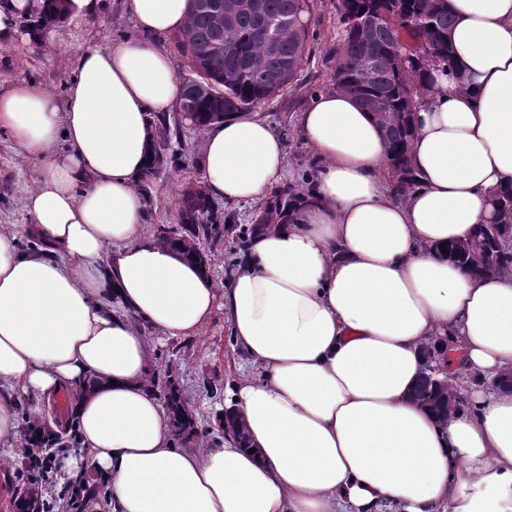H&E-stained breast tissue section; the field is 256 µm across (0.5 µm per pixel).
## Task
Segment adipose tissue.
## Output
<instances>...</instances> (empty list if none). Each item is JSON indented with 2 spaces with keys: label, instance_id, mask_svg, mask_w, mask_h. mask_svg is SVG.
I'll use <instances>...</instances> for the list:
<instances>
[{
  "label": "adipose tissue",
  "instance_id": "ef3b65f1",
  "mask_svg": "<svg viewBox=\"0 0 512 512\" xmlns=\"http://www.w3.org/2000/svg\"><path fill=\"white\" fill-rule=\"evenodd\" d=\"M447 2L459 70L429 71L417 184L401 199L388 188L386 142L356 99L315 97L298 117L313 185L221 293L146 235L136 188L152 116L179 103L160 41L184 29L189 0H123L139 37L78 54L65 100L0 88V127L37 161L23 208L44 244L24 253L0 231V445L20 430L13 392L93 378L69 413L112 512H512V277L442 250L495 223L512 187V0ZM204 139L212 196L255 202L280 183L285 144L263 119L228 117ZM219 303L260 370L224 401L248 442L180 448L147 385L150 335L196 336ZM429 346L447 350L449 394L477 414L413 399Z\"/></svg>",
  "mask_w": 512,
  "mask_h": 512
}]
</instances>
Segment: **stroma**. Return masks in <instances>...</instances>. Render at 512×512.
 I'll list each match as a JSON object with an SVG mask.
<instances>
[{"label": "stroma", "mask_w": 512, "mask_h": 512, "mask_svg": "<svg viewBox=\"0 0 512 512\" xmlns=\"http://www.w3.org/2000/svg\"><path fill=\"white\" fill-rule=\"evenodd\" d=\"M337 3L338 0H311L309 66L295 87L253 110L254 116L268 122L284 139L287 164L281 182L268 193L264 202L225 205L224 212L230 215L232 223H252L265 205L287 202L289 189L303 193L309 188L306 176L314 172L316 164L298 131L297 115L316 95L334 88L331 74L342 33ZM136 34L131 19L123 11L122 0H104L98 16L76 28L58 29L47 45L34 43L26 32H19L12 42L0 44V87L16 81H33L57 99H64L75 75L74 60L82 50L94 46L105 48ZM168 118L179 125V132L172 139L177 159L151 187V201L144 218L145 232L151 236L159 226H177L183 189L203 181V134L179 124L177 112H169ZM34 167V160L16 149L10 132L0 129V231L12 230L25 235L30 219L22 200L31 186ZM151 369L159 374L170 371L179 378L204 442L208 441V432L214 427L217 409L224 404L219 391L237 377L258 373L257 367L235 348L224 309L220 306L197 336L180 340L154 339Z\"/></svg>", "instance_id": "obj_1"}]
</instances>
